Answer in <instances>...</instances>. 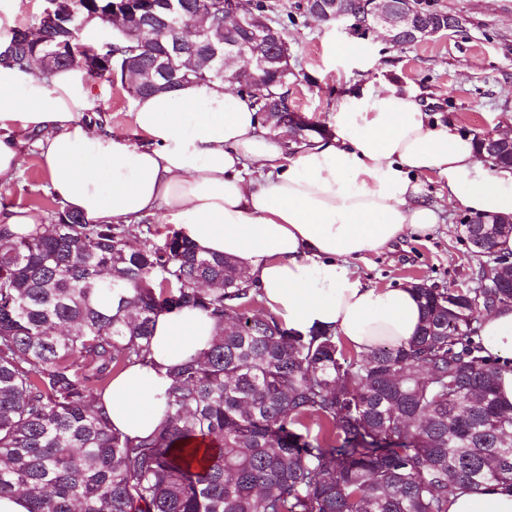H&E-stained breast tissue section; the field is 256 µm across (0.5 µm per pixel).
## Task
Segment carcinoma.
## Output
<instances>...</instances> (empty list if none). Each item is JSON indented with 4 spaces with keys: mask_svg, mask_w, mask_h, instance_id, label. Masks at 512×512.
<instances>
[{
    "mask_svg": "<svg viewBox=\"0 0 512 512\" xmlns=\"http://www.w3.org/2000/svg\"><path fill=\"white\" fill-rule=\"evenodd\" d=\"M319 1L369 19L365 0ZM112 2L46 0L14 33L10 64L29 70L64 43L38 76L81 60L91 82L136 75V100L224 81L217 70L231 59L214 52L230 44L276 51L247 28L224 30V8L264 19L263 0H175L180 17L164 25L142 0L121 17L126 39L72 38V25ZM421 11V31L450 18L460 27L453 14ZM164 58L184 81H153ZM227 72L267 131L325 133L298 118L291 66L260 80L245 65ZM476 142L512 165V146ZM133 233L67 208L26 234L0 224V495L23 494L29 512H448L458 484L512 489V404L475 341L481 314L512 304V287L488 277L495 256L473 272L479 288L417 286L423 316L408 343L351 357L326 331L303 335L252 313L259 292L229 258L200 254L176 230L139 245ZM183 307L215 321L213 344L168 370L155 433L114 431L93 390L151 364L156 316Z\"/></svg>",
    "mask_w": 512,
    "mask_h": 512,
    "instance_id": "1",
    "label": "carcinoma"
}]
</instances>
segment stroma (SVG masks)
<instances>
[{"mask_svg":"<svg viewBox=\"0 0 512 512\" xmlns=\"http://www.w3.org/2000/svg\"><path fill=\"white\" fill-rule=\"evenodd\" d=\"M267 16L283 28L297 75L289 94L295 109L311 121L328 120L351 88L417 90L427 109L451 116L466 135L502 132L512 120V0H421L422 5L459 17L462 28L418 44H390L381 34L358 37L344 24L316 23L302 0H264ZM347 41L360 53L332 60L328 46ZM91 109L106 127L134 137V101L121 83L94 85ZM425 200L441 203L443 224L429 235L404 236L388 251L357 261L362 279L375 287L421 281L433 288L473 287L479 259L463 233V215L436 179L423 181ZM36 210L42 216L60 207L50 189L36 137H28L19 176L0 187V201Z\"/></svg>","mask_w":512,"mask_h":512,"instance_id":"obj_1","label":"stroma"}]
</instances>
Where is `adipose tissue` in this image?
<instances>
[{
    "mask_svg": "<svg viewBox=\"0 0 512 512\" xmlns=\"http://www.w3.org/2000/svg\"><path fill=\"white\" fill-rule=\"evenodd\" d=\"M90 97L81 63L47 81L0 64V184L22 165V133H45L41 157L63 206L96 224L162 213L199 252L245 268L286 327L328 330L361 355L410 341L421 322L413 283L374 287L354 266L441 223L421 177L445 181L449 201L467 215L512 217V167L481 155L455 121L432 118L411 89L349 92L329 135L300 143L284 130L269 135L251 99L216 81L137 99L135 140L83 120ZM216 334L203 310L160 312L152 365H129L101 396L114 429L132 439L152 434L168 368ZM480 336L512 403V306L484 313ZM448 512H512V490L457 486Z\"/></svg>",
    "mask_w": 512,
    "mask_h": 512,
    "instance_id": "adipose-tissue-1",
    "label": "adipose tissue"
}]
</instances>
